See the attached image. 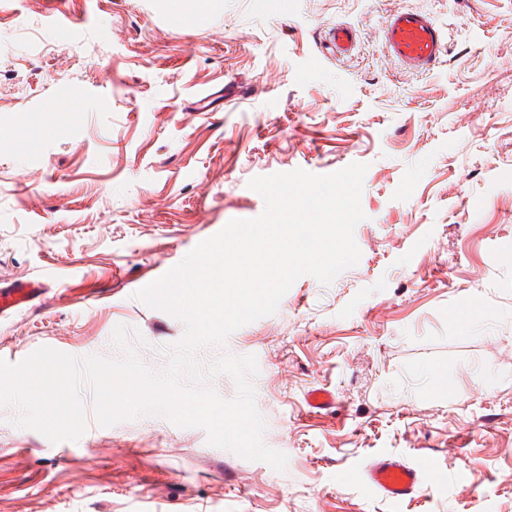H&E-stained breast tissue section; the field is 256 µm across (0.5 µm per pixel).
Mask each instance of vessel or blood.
Returning a JSON list of instances; mask_svg holds the SVG:
<instances>
[{"instance_id":"b4317fda","label":"vessel or blood","mask_w":512,"mask_h":512,"mask_svg":"<svg viewBox=\"0 0 512 512\" xmlns=\"http://www.w3.org/2000/svg\"><path fill=\"white\" fill-rule=\"evenodd\" d=\"M358 35L339 23L331 28L329 39L340 55L351 53ZM382 40L390 58L410 72H425L439 64L447 52L446 32L429 13L397 8L386 16ZM426 465H410L385 455L372 460L360 474L361 481L391 501L414 497L425 477Z\"/></svg>"}]
</instances>
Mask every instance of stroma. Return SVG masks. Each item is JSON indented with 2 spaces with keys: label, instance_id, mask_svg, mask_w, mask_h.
I'll return each instance as SVG.
<instances>
[{
  "label": "stroma",
  "instance_id": "35a3bbf8",
  "mask_svg": "<svg viewBox=\"0 0 512 512\" xmlns=\"http://www.w3.org/2000/svg\"><path fill=\"white\" fill-rule=\"evenodd\" d=\"M445 27L442 62L383 51L390 10ZM360 39L339 58L336 24ZM54 132L14 144L25 116ZM368 170L358 264L299 278L220 352L253 355L264 441L284 471L147 414L51 442L0 406V512H512V0H0V359L50 347L120 357L117 326L164 371L185 324L136 299L229 221L252 178ZM447 389L434 390L435 375ZM330 390L315 409L306 396ZM395 454L462 480L397 503L358 472ZM28 288L31 286L17 285L7 293H0V314L4 316L11 311L17 310L22 304L28 302Z\"/></svg>",
  "mask_w": 512,
  "mask_h": 512
}]
</instances>
